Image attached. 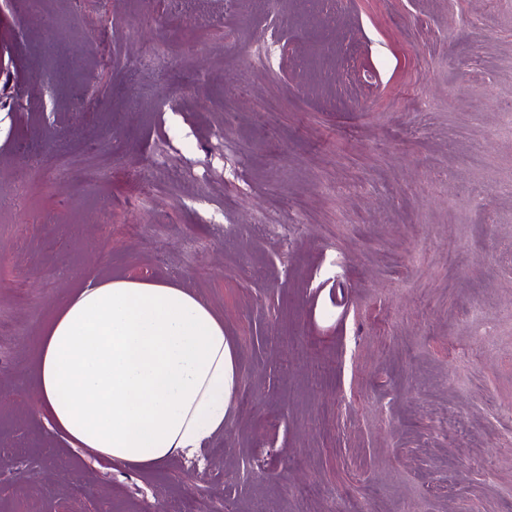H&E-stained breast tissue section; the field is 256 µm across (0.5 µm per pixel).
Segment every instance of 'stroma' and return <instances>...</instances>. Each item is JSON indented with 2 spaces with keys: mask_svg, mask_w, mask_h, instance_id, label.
Wrapping results in <instances>:
<instances>
[{
  "mask_svg": "<svg viewBox=\"0 0 512 512\" xmlns=\"http://www.w3.org/2000/svg\"><path fill=\"white\" fill-rule=\"evenodd\" d=\"M2 82L0 512H512V0H0ZM118 277L224 320L205 468L43 420Z\"/></svg>",
  "mask_w": 512,
  "mask_h": 512,
  "instance_id": "stroma-1",
  "label": "stroma"
}]
</instances>
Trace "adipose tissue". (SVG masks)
<instances>
[{"instance_id": "1", "label": "adipose tissue", "mask_w": 512, "mask_h": 512, "mask_svg": "<svg viewBox=\"0 0 512 512\" xmlns=\"http://www.w3.org/2000/svg\"><path fill=\"white\" fill-rule=\"evenodd\" d=\"M34 348L42 417L71 447L155 468L224 429L238 379L224 320L179 282L89 283Z\"/></svg>"}]
</instances>
